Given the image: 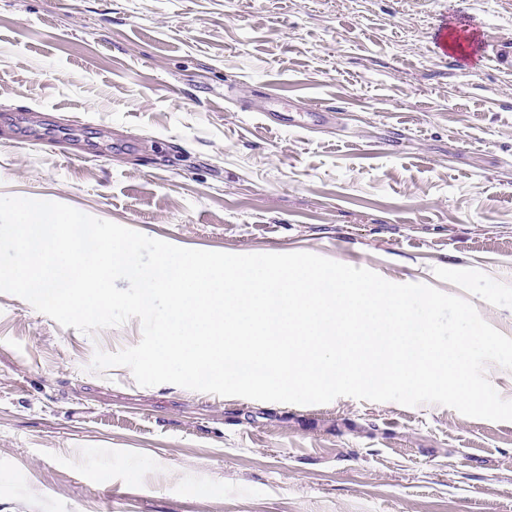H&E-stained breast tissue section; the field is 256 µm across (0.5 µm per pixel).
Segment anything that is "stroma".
I'll return each instance as SVG.
<instances>
[{
    "mask_svg": "<svg viewBox=\"0 0 512 512\" xmlns=\"http://www.w3.org/2000/svg\"><path fill=\"white\" fill-rule=\"evenodd\" d=\"M272 89L294 126L260 117ZM36 107L96 152L1 128L0 196L426 283L512 337V0H0V112ZM141 337L0 292V512H512V421L92 370Z\"/></svg>",
    "mask_w": 512,
    "mask_h": 512,
    "instance_id": "1",
    "label": "stroma"
}]
</instances>
